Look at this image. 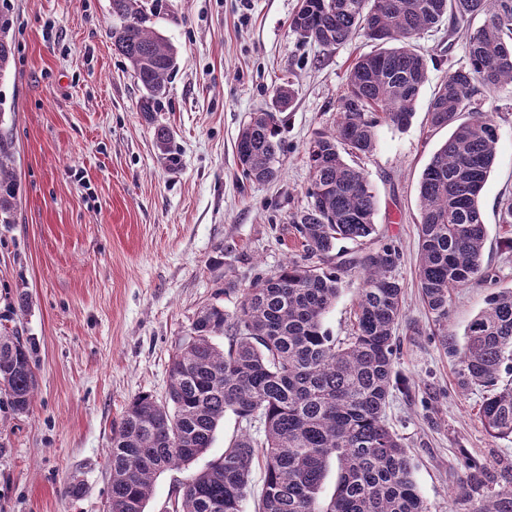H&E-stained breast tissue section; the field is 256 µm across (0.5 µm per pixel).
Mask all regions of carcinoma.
I'll return each instance as SVG.
<instances>
[{"label": "carcinoma", "instance_id": "obj_1", "mask_svg": "<svg viewBox=\"0 0 512 512\" xmlns=\"http://www.w3.org/2000/svg\"><path fill=\"white\" fill-rule=\"evenodd\" d=\"M159 4L111 0L120 24L112 45L129 63L142 94L136 109L152 122L168 96L177 51L154 27ZM483 17L473 29L471 21ZM448 20V35L464 33L468 63L449 68L428 107L431 127H450L419 180L418 288L448 343L451 292L481 277L486 228L479 207L497 153L496 107L480 93L512 87V0H299L289 27L303 44L335 48L361 34L377 49L356 57L338 100L336 125L310 139L308 207L293 228L303 257L256 277L229 312L203 306L188 339L170 358L168 391L127 405L107 452L109 512H145L156 474L178 469L211 447L227 412L252 426L224 455L179 483L172 512H242L255 462L264 459L258 512H430L412 476L405 446L385 408L396 385L395 331L405 284L392 244L363 248L375 233L377 198L364 170L347 157L368 158L381 124L408 126L427 65L415 39ZM9 0H0V77L15 47ZM289 86L273 89V110L254 112L240 129L237 158L243 177L263 184L278 178L282 152L277 113L292 103ZM156 146L169 165L173 133L159 127ZM12 141L0 137V224L16 223L19 178ZM339 241L359 245L336 266L326 258ZM356 269L361 284L353 304V333L340 346L324 318L342 290V273ZM225 336L228 349L216 339ZM449 353L460 365L458 384L490 389L479 417L493 438L512 439V289L499 291L468 325L462 348ZM38 387L28 347L0 333V395L14 411L29 410ZM338 482L319 498L330 465ZM471 512H512V482L481 499Z\"/></svg>", "mask_w": 512, "mask_h": 512}]
</instances>
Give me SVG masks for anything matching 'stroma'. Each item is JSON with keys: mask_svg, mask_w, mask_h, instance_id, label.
I'll list each match as a JSON object with an SVG mask.
<instances>
[{"mask_svg": "<svg viewBox=\"0 0 512 512\" xmlns=\"http://www.w3.org/2000/svg\"><path fill=\"white\" fill-rule=\"evenodd\" d=\"M14 63L0 78V127L13 140L21 181L14 224H0V330L32 352L38 390L29 411L0 396V512H107L106 451L129 401L164 399L167 369L202 306L234 310L239 289L300 257L292 228L308 204L305 149L334 127L355 56L374 45L358 37L324 49L297 42L289 20L298 0H166L156 29L178 51V68L155 124L136 110L133 72L109 37L111 0H11ZM417 44L428 65L410 124L381 126L374 154L361 160L377 196L371 247L395 244L406 288L396 334L394 387L386 407L430 512H469L473 499L512 480V440L487 435L479 408L485 388L461 390L447 344L463 346L471 320L497 291L512 288V224L498 201L512 195V88L496 94L499 142L480 201L486 226V280L454 290L448 339L440 341L423 305L418 262V180L448 131L427 108L464 41L447 25ZM292 84L278 113L279 177L246 181L235 142L250 113L269 109L272 89ZM170 127L180 156L170 170L155 125ZM358 271L325 317L336 341L352 333ZM231 413L211 448L153 482L145 512H164L179 482L218 459L240 433ZM83 480L82 498L67 486Z\"/></svg>", "mask_w": 512, "mask_h": 512, "instance_id": "obj_1", "label": "stroma"}]
</instances>
